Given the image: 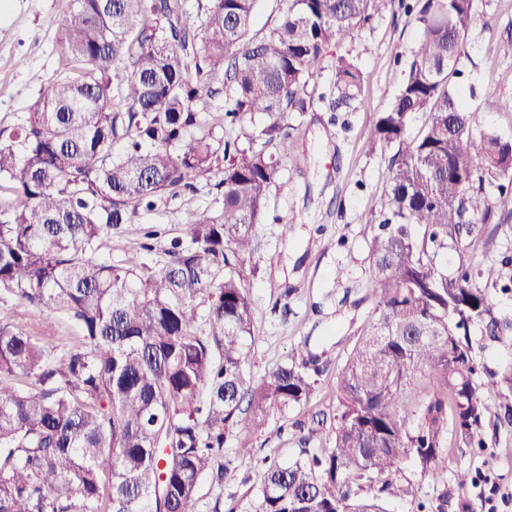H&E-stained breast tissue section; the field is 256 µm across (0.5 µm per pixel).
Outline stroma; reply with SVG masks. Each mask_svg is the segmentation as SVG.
Instances as JSON below:
<instances>
[{
    "instance_id": "1",
    "label": "stroma",
    "mask_w": 512,
    "mask_h": 512,
    "mask_svg": "<svg viewBox=\"0 0 512 512\" xmlns=\"http://www.w3.org/2000/svg\"><path fill=\"white\" fill-rule=\"evenodd\" d=\"M478 5L483 18L468 33L460 81L498 101L495 111L475 113L476 128L510 139L512 56H503L500 45L512 38V0H479ZM74 7V0H0V135L13 132L60 73L55 48ZM419 39V25L407 14L404 0H391L355 41L326 51L325 69L314 87L316 93L328 92L336 58L354 43L363 44L357 111L333 114L317 102L309 112L288 115V152L280 157L284 185L270 190L267 220L256 226L255 249L245 264L253 310L247 371L253 383H260L302 349L318 356L321 372L306 402L263 418L249 432L226 434L224 460L233 477L220 486L202 478L197 512H260L267 463L286 465L302 447L320 453L334 445L331 427L312 436L307 426L318 414L334 418L338 379L379 315L368 289L376 227L363 217L383 210L394 149L381 145L369 152L364 144L379 112L393 102ZM221 177L213 170L195 190L167 196L153 211L139 212L132 223L105 232L97 258L121 265L130 260L161 264L165 250L184 238L197 213L222 210ZM149 230L158 236L147 252L141 245ZM272 253L278 256L274 265L267 261ZM507 256H512V220L483 225L475 264L497 265ZM1 321L41 337L57 355L74 344L77 334L71 322L5 293H0ZM471 335L477 365L498 372L512 368V332L494 340L475 326ZM451 430V424H443L441 439L450 449L436 477L423 475L413 459L398 463L396 477L405 493L387 502L388 512H512V426L488 414L481 448L454 446ZM244 446L249 449L245 455L240 452ZM461 470L472 477L463 486L456 481ZM443 493L448 496L444 508L439 505Z\"/></svg>"
}]
</instances>
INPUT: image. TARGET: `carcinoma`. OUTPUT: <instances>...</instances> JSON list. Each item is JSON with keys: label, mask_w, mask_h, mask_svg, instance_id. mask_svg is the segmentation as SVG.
Segmentation results:
<instances>
[{"label": "carcinoma", "mask_w": 512, "mask_h": 512, "mask_svg": "<svg viewBox=\"0 0 512 512\" xmlns=\"http://www.w3.org/2000/svg\"><path fill=\"white\" fill-rule=\"evenodd\" d=\"M53 79L8 141L0 180L17 204L0 212V290L74 323L59 358L0 323V512H195L199 480L230 476L224 432L249 431L270 412L306 401L312 358L292 357L258 386L246 366L252 304L241 276L254 251L281 163L254 147L278 142L284 121L307 112L310 82L328 47L354 36L390 0H288L277 26L249 38L255 0H209L201 31L181 0H74ZM423 34L369 149L395 148L384 219L370 244L379 317L339 379L334 447L303 449L269 466L261 512H387L394 467L414 458L436 476L440 423L460 445L485 446L480 388L502 386L512 426V369L478 374L470 328L499 332L488 287L509 290L507 264L474 269L480 225L512 218V140L475 132L473 105L453 78L477 0H414ZM339 56L329 95L357 109L364 76ZM224 72V123L268 122L224 141L221 213L202 212L160 267L95 257L102 233L179 189L218 159L198 133L212 114L209 84ZM427 114L412 136V115ZM126 141L120 154L112 142ZM494 186L491 200L486 186ZM462 245L452 275L435 258ZM377 485L372 499L362 483Z\"/></svg>", "instance_id": "carcinoma-1"}]
</instances>
